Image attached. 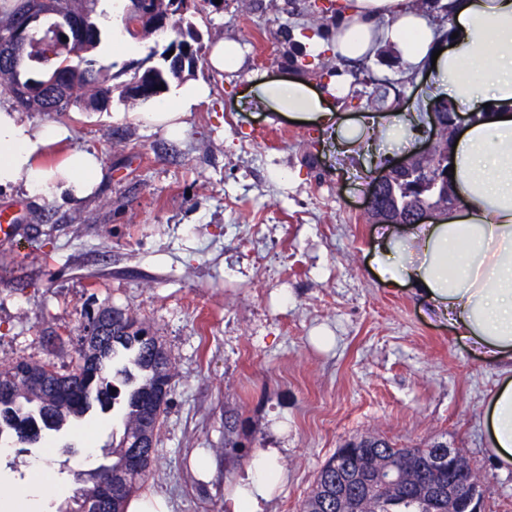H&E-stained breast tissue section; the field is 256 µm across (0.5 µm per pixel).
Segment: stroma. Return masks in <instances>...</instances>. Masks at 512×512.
Listing matches in <instances>:
<instances>
[{
    "mask_svg": "<svg viewBox=\"0 0 512 512\" xmlns=\"http://www.w3.org/2000/svg\"><path fill=\"white\" fill-rule=\"evenodd\" d=\"M337 0H223L187 18L203 48L224 40L245 51L233 73L198 67L207 101L168 138L113 99L104 112L28 113L64 125L69 147L96 152L104 175L88 198L47 201L0 190V210L18 216L0 240V365L17 359L77 363L75 339L89 314L123 309L164 344L176 376L155 430V457L143 489L168 495L175 512H224V495L258 448L282 449L285 478L267 512H299L318 472L344 443L366 432L400 448L440 441L458 449L484 488L481 512H512V470L486 448L484 415L498 374L436 320L410 288L384 285L371 269L378 229L364 210L376 167L341 157L307 125L253 107L260 81L301 76L315 88L336 73L349 92L341 117L369 111L385 96L399 112L430 103L425 77L380 47L368 61L308 50L336 16ZM121 21L103 24L95 54L111 84L163 50L136 37L113 51ZM237 449L225 451L227 418ZM104 416L46 436L35 452L12 451L7 482L31 473L67 491L86 470L87 449L118 444ZM77 453L62 455L63 444Z\"/></svg>",
    "mask_w": 512,
    "mask_h": 512,
    "instance_id": "35a3bbf8",
    "label": "stroma"
}]
</instances>
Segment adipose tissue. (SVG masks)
Instances as JSON below:
<instances>
[{
	"instance_id": "1",
	"label": "adipose tissue",
	"mask_w": 512,
	"mask_h": 512,
	"mask_svg": "<svg viewBox=\"0 0 512 512\" xmlns=\"http://www.w3.org/2000/svg\"><path fill=\"white\" fill-rule=\"evenodd\" d=\"M451 22L431 25L414 0H342L330 28L331 45L347 62L373 56L376 45H397L410 69L428 70L435 94L473 120L455 136L448 161L461 209L423 224L395 225L376 238L372 266L383 283L426 297L438 318L472 352L500 368L503 378L487 413L489 454L512 470V0H441ZM336 77L314 89L301 77L255 84V108L318 128L345 156L384 162L385 145L411 146L430 121L421 112H362L342 119ZM201 82L179 86L166 102L139 113L146 125L172 137L183 117L208 99ZM66 126H36L0 106V186L20 185L31 196L74 201L91 195L103 177L96 153L67 150L53 166L42 159L70 138ZM279 449L257 453L224 497V512H266L283 468Z\"/></svg>"
}]
</instances>
